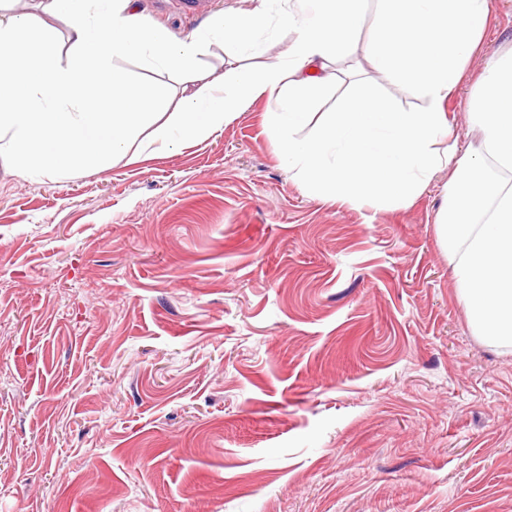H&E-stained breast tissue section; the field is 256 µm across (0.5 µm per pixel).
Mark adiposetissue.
Returning a JSON list of instances; mask_svg holds the SVG:
<instances>
[{
	"instance_id": "adipose-tissue-1",
	"label": "adipose tissue",
	"mask_w": 512,
	"mask_h": 512,
	"mask_svg": "<svg viewBox=\"0 0 512 512\" xmlns=\"http://www.w3.org/2000/svg\"><path fill=\"white\" fill-rule=\"evenodd\" d=\"M180 37L152 26L137 0H47L25 22L0 18V141L31 180L46 171L107 167L161 103L105 112L89 102L91 81L124 88L129 65L192 79L213 44L256 55L289 35L283 62L230 67L186 96L174 120L154 131L164 143L200 141L257 99L268 104L272 149L301 189L325 202L397 210L449 169L437 215L438 241L462 253L460 301L477 336L512 345V46L490 57L470 91L462 85L491 18V0H251ZM69 47H54L57 26ZM371 26L375 77L353 80L331 111L313 108L336 88L330 64L353 59ZM25 52H17L19 35ZM394 87L387 95L385 87ZM459 98L483 132L480 154L452 145L446 111Z\"/></svg>"
}]
</instances>
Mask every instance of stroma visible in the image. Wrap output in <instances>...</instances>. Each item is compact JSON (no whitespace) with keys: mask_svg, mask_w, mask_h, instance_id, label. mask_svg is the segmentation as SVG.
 Listing matches in <instances>:
<instances>
[{"mask_svg":"<svg viewBox=\"0 0 512 512\" xmlns=\"http://www.w3.org/2000/svg\"><path fill=\"white\" fill-rule=\"evenodd\" d=\"M187 35L245 0H138ZM469 80L512 44V0ZM215 45L203 73L280 63ZM129 94L185 85L131 66ZM265 100L102 171L0 160V512H512V349L473 334L436 216L321 202Z\"/></svg>","mask_w":512,"mask_h":512,"instance_id":"stroma-1","label":"stroma"}]
</instances>
